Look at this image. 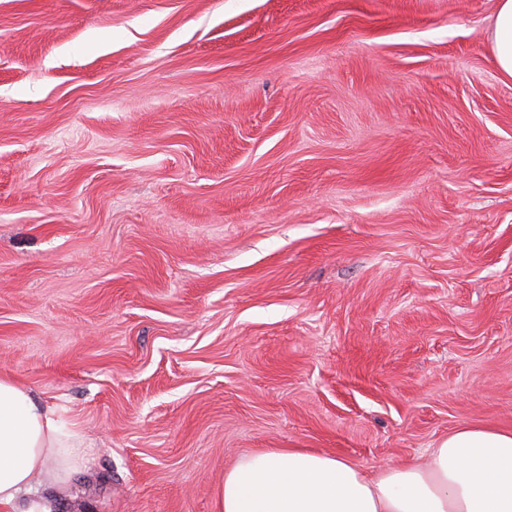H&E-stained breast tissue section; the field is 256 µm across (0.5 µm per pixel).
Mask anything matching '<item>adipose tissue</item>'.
I'll return each instance as SVG.
<instances>
[{"label": "adipose tissue", "mask_w": 512, "mask_h": 512, "mask_svg": "<svg viewBox=\"0 0 512 512\" xmlns=\"http://www.w3.org/2000/svg\"><path fill=\"white\" fill-rule=\"evenodd\" d=\"M490 39L512 79V0H497ZM82 446L57 407L0 375V512H52L38 491L68 482ZM215 512H512V431L463 425L423 462L374 475L328 454L254 451L225 472Z\"/></svg>", "instance_id": "1"}]
</instances>
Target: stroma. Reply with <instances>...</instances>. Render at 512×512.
<instances>
[{
    "label": "stroma",
    "instance_id": "1",
    "mask_svg": "<svg viewBox=\"0 0 512 512\" xmlns=\"http://www.w3.org/2000/svg\"><path fill=\"white\" fill-rule=\"evenodd\" d=\"M495 8L0 0V374L86 447L52 512L512 430Z\"/></svg>",
    "mask_w": 512,
    "mask_h": 512
}]
</instances>
